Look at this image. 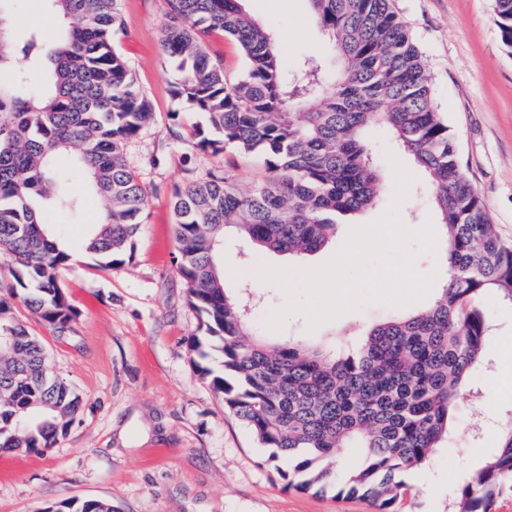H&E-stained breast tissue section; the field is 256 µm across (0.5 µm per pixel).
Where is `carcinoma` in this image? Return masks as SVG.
Segmentation results:
<instances>
[{"label":"carcinoma","instance_id":"carcinoma-1","mask_svg":"<svg viewBox=\"0 0 512 512\" xmlns=\"http://www.w3.org/2000/svg\"><path fill=\"white\" fill-rule=\"evenodd\" d=\"M62 21L50 39L17 24L18 0H0V251L15 284L0 294V453H43L65 435L79 395L57 378L40 340L12 317L20 296L54 330L76 310L59 283L71 253L48 216L81 218L96 200L84 249L105 267L125 262L147 206L125 148L155 112L125 58L112 46L122 0H46ZM337 53L336 79L310 58L291 73L272 34L243 0H167L163 46L180 77L172 95L206 115L189 147L263 158L267 179L242 192L224 171L189 179L172 195L177 273L200 330L222 370L196 364L270 449L284 487L324 491L336 484V455L357 448L361 467L340 493L393 512L411 488L402 474L425 463L455 424L463 389L486 365L483 294L512 302V246L502 243L460 166L456 139L433 98L426 60L393 0H309ZM503 46L512 50V0H493ZM221 31L241 47L246 68L231 80L205 44ZM321 106L305 111L308 99ZM382 126L429 177L446 235L448 279L436 300L373 325L350 350L250 337L253 306L224 287L219 258L226 231L262 250L296 256L336 239V217L375 206L382 176L368 131ZM91 196L72 193L75 175ZM512 491V422L480 467L448 485L454 512H488ZM41 512H113L100 499L63 500Z\"/></svg>","mask_w":512,"mask_h":512}]
</instances>
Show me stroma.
<instances>
[{"instance_id":"35a3bbf8","label":"stroma","mask_w":512,"mask_h":512,"mask_svg":"<svg viewBox=\"0 0 512 512\" xmlns=\"http://www.w3.org/2000/svg\"><path fill=\"white\" fill-rule=\"evenodd\" d=\"M244 6L273 33L286 68L296 69L308 57L333 60L308 0H245ZM395 7L428 61L435 103L456 136L462 168L502 240L512 246V51L501 43L492 0H395ZM121 18L113 43L155 112L154 123L126 148L148 206L132 258L112 269L97 267L82 250L85 225L63 214L54 217L52 231L73 252L59 282L77 316L64 332L49 327L22 299L12 301L15 318L42 341L54 372L79 394L81 406L68 433L47 452L0 454V512H41L65 499L108 500L115 512H374L368 500L333 489L284 488L267 449L199 377L188 340L198 335L200 321L176 272L172 188L218 167L248 191L267 172L255 154L190 153L193 129L205 118L171 96L179 73L163 47L165 0H122ZM175 125L181 132L177 140L168 133ZM368 139L383 166L381 200L355 219L341 220L335 244L314 253L318 263L340 251L352 228L377 221L391 207L395 177L389 157L398 148L380 127ZM404 166L413 180L400 221L410 230L429 225L442 235L436 211L419 193L427 178L412 161ZM264 263L303 266L294 255L227 239V290L243 293L248 282L241 272ZM437 294L430 289L404 306L371 301L315 327L297 313L273 330L267 316L282 308L286 295L270 284L260 291L254 331L270 339L291 336L332 345L337 327L361 335L375 323L428 306ZM479 303L493 323L486 351L497 371L498 339L512 336V303L494 295ZM510 419L512 401L476 407L471 398L460 399L453 436L436 451L429 480L408 475L415 491L397 502V512H448L449 474L481 464Z\"/></svg>"}]
</instances>
